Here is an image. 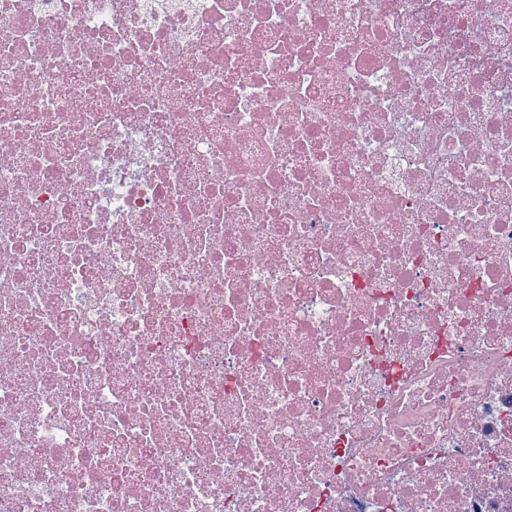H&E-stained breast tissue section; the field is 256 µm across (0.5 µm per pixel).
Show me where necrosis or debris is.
I'll use <instances>...</instances> for the list:
<instances>
[{
	"mask_svg": "<svg viewBox=\"0 0 512 512\" xmlns=\"http://www.w3.org/2000/svg\"><path fill=\"white\" fill-rule=\"evenodd\" d=\"M0 512H512V0H0Z\"/></svg>",
	"mask_w": 512,
	"mask_h": 512,
	"instance_id": "necrosis-or-debris-1",
	"label": "necrosis or debris"
}]
</instances>
